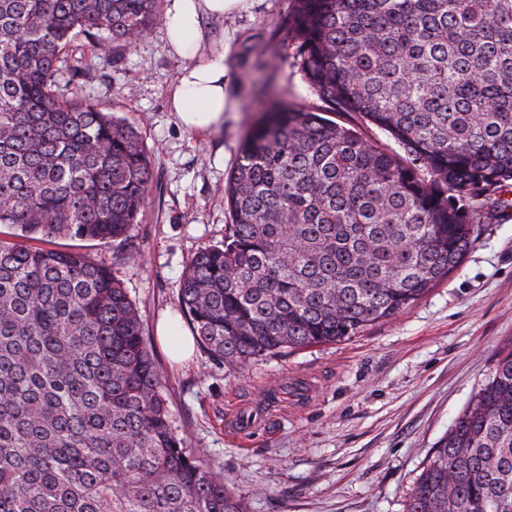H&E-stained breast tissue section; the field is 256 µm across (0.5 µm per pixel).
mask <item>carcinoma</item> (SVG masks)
I'll use <instances>...</instances> for the list:
<instances>
[{"label": "carcinoma", "mask_w": 512, "mask_h": 512, "mask_svg": "<svg viewBox=\"0 0 512 512\" xmlns=\"http://www.w3.org/2000/svg\"><path fill=\"white\" fill-rule=\"evenodd\" d=\"M161 2L0 0V512H248L178 436L123 282L55 247L136 257L148 154L82 95L92 64L62 63L135 45ZM284 30L310 94L353 121L278 103L241 139L224 243L180 286L197 345L232 368L394 318L512 208V0H294ZM404 512H512V346Z\"/></svg>", "instance_id": "1"}]
</instances>
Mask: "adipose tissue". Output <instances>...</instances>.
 Returning <instances> with one entry per match:
<instances>
[{
	"label": "adipose tissue",
	"mask_w": 512,
	"mask_h": 512,
	"mask_svg": "<svg viewBox=\"0 0 512 512\" xmlns=\"http://www.w3.org/2000/svg\"><path fill=\"white\" fill-rule=\"evenodd\" d=\"M166 38L171 52L187 59L171 98L181 124L191 132H217L234 101L229 86L232 74L228 49L200 55V21L245 10L248 0H167Z\"/></svg>",
	"instance_id": "adipose-tissue-1"
}]
</instances>
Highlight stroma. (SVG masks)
<instances>
[{"label":"stroma","mask_w":512,"mask_h":512,"mask_svg":"<svg viewBox=\"0 0 512 512\" xmlns=\"http://www.w3.org/2000/svg\"><path fill=\"white\" fill-rule=\"evenodd\" d=\"M293 0H250L202 22V53L229 47L235 108L210 134L187 131L169 107L184 65L164 25L132 48L94 59L84 95L141 134L153 192L120 249L59 240L91 253L123 281L160 365L174 426L187 447L233 485L249 512H402L436 442L512 342V209L478 234L459 270L362 336L228 367L202 349L174 365L156 336L179 316L187 261L224 240V181L243 135L272 103L320 112L281 23Z\"/></svg>","instance_id":"stroma-1"}]
</instances>
